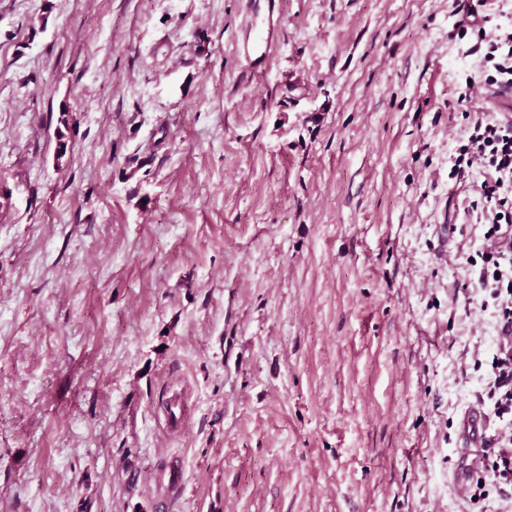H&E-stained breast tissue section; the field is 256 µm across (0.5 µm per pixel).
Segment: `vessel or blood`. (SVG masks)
I'll return each mask as SVG.
<instances>
[{
    "mask_svg": "<svg viewBox=\"0 0 512 512\" xmlns=\"http://www.w3.org/2000/svg\"><path fill=\"white\" fill-rule=\"evenodd\" d=\"M249 20L241 45L237 49L246 76H263L269 68L271 50L280 39L279 0H247ZM490 429L489 417L481 406L468 407L460 422V437L466 446L482 447Z\"/></svg>",
    "mask_w": 512,
    "mask_h": 512,
    "instance_id": "1",
    "label": "vessel or blood"
}]
</instances>
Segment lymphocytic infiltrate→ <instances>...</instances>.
<instances>
[{"mask_svg":"<svg viewBox=\"0 0 512 512\" xmlns=\"http://www.w3.org/2000/svg\"><path fill=\"white\" fill-rule=\"evenodd\" d=\"M488 85L512 86V36L488 43L480 53ZM480 165L484 178L474 190L489 214L487 238L504 247L483 255L478 286L497 308L501 333L488 374L487 398L491 413L501 424L512 425V120L498 113L477 118L465 133L450 169L453 179H464L473 165Z\"/></svg>","mask_w":512,"mask_h":512,"instance_id":"obj_1","label":"lymphocytic infiltrate"}]
</instances>
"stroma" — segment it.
<instances>
[{
  "instance_id": "obj_1",
  "label": "stroma",
  "mask_w": 512,
  "mask_h": 512,
  "mask_svg": "<svg viewBox=\"0 0 512 512\" xmlns=\"http://www.w3.org/2000/svg\"><path fill=\"white\" fill-rule=\"evenodd\" d=\"M459 2L281 0L246 81L244 0H0V512H512ZM490 429L489 417L479 405L468 407L460 422V437L467 447L481 448ZM509 441V446H502V448H492V452L486 453L485 459L486 464L482 471V476L478 477L476 482L477 492L475 490L471 498L473 500H480L484 497L483 490L487 485L498 486L500 490L510 485L512 486V445ZM480 481H483V485H480Z\"/></svg>"
}]
</instances>
